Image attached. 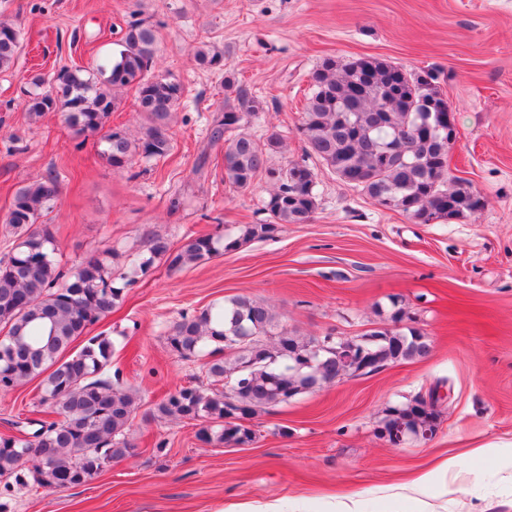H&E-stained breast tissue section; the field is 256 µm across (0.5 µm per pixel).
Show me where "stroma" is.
I'll return each mask as SVG.
<instances>
[{
	"mask_svg": "<svg viewBox=\"0 0 512 512\" xmlns=\"http://www.w3.org/2000/svg\"><path fill=\"white\" fill-rule=\"evenodd\" d=\"M160 32L156 74L180 83L170 154L116 171L60 112L31 119L32 77L107 63L129 22ZM0 20L21 34L12 68L0 71V219L15 192L57 174L47 219L59 260L72 267L111 247L114 274H130L154 236L180 245L187 233L235 238L267 220L266 178L244 193L222 180L211 146L224 107L225 75L264 101L245 128L277 133L281 168L302 157L297 126L308 77L326 58L379 57L434 67L455 116L453 175L470 182L485 208L446 224H416L383 209L315 165L318 208L309 223L250 241L193 267L156 264L128 287L99 330L113 339L112 369L159 401L205 360L182 359L169 327L235 296L274 306L300 336H361L388 322L402 300L432 344L422 360L347 377L296 396L254 419L241 448L199 441L196 426L136 418L141 448L94 480L48 491L0 480V512H512V0H0ZM224 52V69L197 67L200 44ZM209 151L199 167L201 151ZM442 385L435 438L400 447L377 432L390 407ZM37 382L0 393V434L31 416ZM465 454L454 476L409 482L436 459Z\"/></svg>",
	"mask_w": 512,
	"mask_h": 512,
	"instance_id": "obj_1",
	"label": "stroma"
}]
</instances>
